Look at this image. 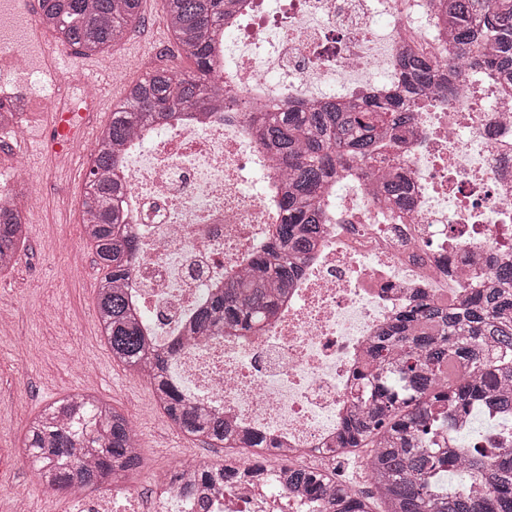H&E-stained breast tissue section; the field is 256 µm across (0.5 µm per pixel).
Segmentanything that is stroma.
<instances>
[{
    "label": "stroma",
    "instance_id": "obj_1",
    "mask_svg": "<svg viewBox=\"0 0 512 512\" xmlns=\"http://www.w3.org/2000/svg\"><path fill=\"white\" fill-rule=\"evenodd\" d=\"M141 16L115 47L133 62L120 80H113L107 69L106 54L90 59L98 68L96 97L106 104L117 103L126 86L150 70L178 73L194 67L167 28L164 0H142ZM49 132L48 114L31 99L23 133L0 135V172H26L44 196L42 209L28 215L26 244L13 268L0 273V301L10 302L15 312L0 328V512H6L18 490L26 493L33 512H72L65 495L37 483L21 448L30 417L54 399L86 388L132 419L142 439L140 471L117 485L102 483L93 496L121 498L134 492L146 506L152 470L173 468L187 453L220 464L238 451L209 447L172 426L158 411L151 386L113 359L97 318V256L83 231L86 182L71 180L69 161L50 155ZM72 265L81 268V277L62 280L61 269Z\"/></svg>",
    "mask_w": 512,
    "mask_h": 512
}]
</instances>
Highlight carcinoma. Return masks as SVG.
Listing matches in <instances>:
<instances>
[{
    "label": "carcinoma",
    "mask_w": 512,
    "mask_h": 512,
    "mask_svg": "<svg viewBox=\"0 0 512 512\" xmlns=\"http://www.w3.org/2000/svg\"><path fill=\"white\" fill-rule=\"evenodd\" d=\"M166 22L195 69L173 73L159 68L130 85L112 107V118L95 141L82 202L86 239L93 246L102 276L96 298L98 320L112 357L149 381L155 400L170 421L212 447L254 448L263 438L224 427V417L188 405L170 382L168 368L176 349L147 341L142 314L122 282L132 273L138 246L118 198L127 188L123 176L127 146L153 127L163 126L176 110L213 114L239 109L224 98V87L209 69L214 36L224 27L235 0H165ZM43 25L56 40L88 56L121 42L140 22L141 0H39ZM441 20L448 26L451 53L440 62L401 54L400 90L392 99L349 103L327 98L308 108L247 113L262 145L285 164L280 187L282 217L257 267L223 288L194 327L204 334L246 330L270 315L275 299L286 296L301 264L323 232L325 215L319 190L336 170L371 167L375 155L397 143L415 119V102L430 91L448 92L463 72L456 58L470 54L481 34L493 38L488 55L472 57L475 66L493 67L512 83V0H443ZM384 198L404 205L410 186L400 176L380 183ZM27 216L0 206V272L8 270L26 242ZM397 361L404 389L385 382L384 371ZM360 377L371 392L359 412L343 425L342 448H367L369 486H342L329 494L330 479L303 465L285 468L288 485H301L326 498V512H512V440L487 447L435 452L423 447L439 421L481 405L501 416L512 414V266L488 257L477 288L453 304L416 294L414 304L391 321L377 339ZM26 455L39 483L65 492L74 483L91 488L118 482L143 464L129 419L106 401L83 392L67 393L29 421ZM468 472L469 483L484 488L441 491L433 477L451 465ZM237 475L224 465L197 471L202 483L221 484Z\"/></svg>",
    "instance_id": "carcinoma-1"
}]
</instances>
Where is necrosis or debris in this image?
Here are the masks:
<instances>
[{
  "mask_svg": "<svg viewBox=\"0 0 512 512\" xmlns=\"http://www.w3.org/2000/svg\"><path fill=\"white\" fill-rule=\"evenodd\" d=\"M435 0H245L215 46L225 90L252 111L302 107L334 92L360 102L392 94L399 55L439 60L448 33ZM36 13L0 0V112H21L3 91L21 84L47 112L63 109L60 88L34 79ZM377 172L399 171L413 191L396 207L348 170L323 187L325 232L285 299L247 331L184 338L181 326L210 301L214 284L249 268L279 221L282 165L268 159L238 112L204 122H172L128 150L131 216L139 260L126 285L137 297L158 347L181 346L174 382L190 404L222 413L235 431L266 437L246 449L240 469L259 476L226 487L177 486L155 476L156 512H325L323 500L285 486L298 461L331 473L344 417L364 398L354 376L383 326L420 290L457 301L466 275L496 255L512 261V90L494 69L465 65L452 93L422 96L412 129L375 157ZM260 181L247 191L249 176ZM512 431V416L478 409L437 424L434 448H461L472 433ZM277 466H266L268 457Z\"/></svg>",
  "mask_w": 512,
  "mask_h": 512,
  "instance_id": "1",
  "label": "necrosis or debris"
}]
</instances>
